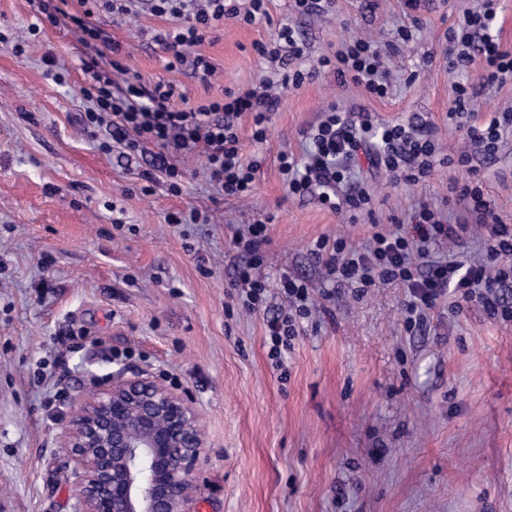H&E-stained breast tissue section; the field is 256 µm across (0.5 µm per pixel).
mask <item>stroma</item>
<instances>
[{"label": "stroma", "mask_w": 512, "mask_h": 512, "mask_svg": "<svg viewBox=\"0 0 512 512\" xmlns=\"http://www.w3.org/2000/svg\"><path fill=\"white\" fill-rule=\"evenodd\" d=\"M473 5L336 0L334 15L319 19L298 15L292 0H268L266 18L225 24L201 45L219 73L208 88L166 70L153 36L167 20L100 14L145 81L173 80L192 102L273 75L253 45L283 23L304 35L309 66L352 37L387 43L411 31L388 96L325 71L284 94L266 141L252 140L242 116V153L259 169L253 194L238 199L212 192L198 153L182 164L181 194L159 183L143 196L147 158L103 153L80 123L85 47L63 26L32 34L31 0H0V512H73L61 423L73 396L121 367L192 394L207 445L194 512H512V319L474 303L455 312L445 299L409 332L405 288H335L311 254L323 236L362 246L376 223L411 231L423 200L458 219L448 185L473 173L512 219V130L488 156L448 123L459 81L476 90L475 119L512 110V82L484 86L481 59L448 71L444 35ZM18 43L25 56L15 55ZM48 52L64 82L45 76ZM332 101L376 125L430 132L440 158L430 177L396 183L359 157L355 179L375 196L371 215L289 195L277 156L303 154V130ZM463 152L469 167L453 165ZM193 209L208 223L166 224L167 214ZM260 216L269 223L258 274L272 285L285 274L306 282L317 306L280 369L264 339L282 298L270 294L250 314L229 296L248 261L233 233Z\"/></svg>", "instance_id": "1"}]
</instances>
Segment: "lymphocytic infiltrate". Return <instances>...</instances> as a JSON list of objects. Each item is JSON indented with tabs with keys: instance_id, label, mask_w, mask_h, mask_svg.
Segmentation results:
<instances>
[{
	"instance_id": "obj_1",
	"label": "lymphocytic infiltrate",
	"mask_w": 512,
	"mask_h": 512,
	"mask_svg": "<svg viewBox=\"0 0 512 512\" xmlns=\"http://www.w3.org/2000/svg\"><path fill=\"white\" fill-rule=\"evenodd\" d=\"M142 0H78L81 14L69 15V0H39L38 9L51 25L68 18L90 48L82 71L88 80L80 95L87 106L80 121L89 130L105 131L99 145L104 153L119 151L121 156L150 154V168L143 174V194H151L156 179H163L170 193L182 192L184 173L181 158L193 151L204 156L202 173L218 195L243 198L254 190L255 163L245 161L240 144L238 121L252 120V139L265 141L273 112L280 102V90L300 87L313 78V71H289L290 61L303 59L306 44L292 26L279 27L274 42L255 44L260 58L279 64L278 78L263 79L255 87L225 91L202 102L186 104V96L176 82L160 79L144 82L141 74L123 65L120 45L96 18L101 13L130 15ZM149 12L171 21L172 26L157 32L154 40L168 58L167 71H177L209 84L216 68L201 53L200 47L225 19L238 18L251 24L267 16L266 0H247L245 6L226 5L224 0H143ZM500 9L499 0H478L475 8L445 34V52L449 68H463L473 58L483 62V81L499 85L512 80V50L503 48L491 29ZM397 45L380 50L371 40L355 38L318 60L321 69L332 70L338 78L352 80L375 97H386L391 88L385 68V52H397ZM124 74L123 85H116L110 71ZM473 100L467 84L455 85V98L448 109V121L462 129L468 142L494 154L502 134L512 128V111L494 113L486 122H469ZM304 136L310 142L306 154L285 151L279 154L278 171L290 195H317L319 201L336 212H372L373 198L364 188L337 195L336 190L351 177L347 162L373 142L370 161L383 168L395 181L418 184L430 175L436 163L437 147L427 133L402 124L374 127L369 120L355 121L346 112L329 106L322 120ZM455 205L467 214L466 222H448L441 212L422 203L411 215L412 234L395 233L383 228L372 232L361 248L348 246L345 239L326 237L316 241L312 254L324 264L329 277L337 283L359 290L395 284L406 288L409 300L406 328L423 324L427 314L448 295L481 305L488 314L512 319L501 291L512 284V224L503 220L486 192L481 179L471 178L449 184ZM485 232L481 240L482 257H473L468 241L473 229ZM450 240L459 253L452 259H432L430 248ZM267 241V222L254 219L238 229L232 242L239 252L249 255L248 264L239 269L232 286L242 296L246 309L258 310L268 299L272 287L256 270L259 251ZM288 303L286 311L266 321L268 357L280 365L282 353L290 348L298 334V320L311 314L313 300L306 283L282 276L277 285Z\"/></svg>"
}]
</instances>
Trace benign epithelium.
Masks as SVG:
<instances>
[{"label":"benign epithelium","mask_w":512,"mask_h":512,"mask_svg":"<svg viewBox=\"0 0 512 512\" xmlns=\"http://www.w3.org/2000/svg\"><path fill=\"white\" fill-rule=\"evenodd\" d=\"M59 444L74 466L75 512H192L201 416L151 375L119 368L92 396L74 397Z\"/></svg>","instance_id":"benign-epithelium-1"}]
</instances>
